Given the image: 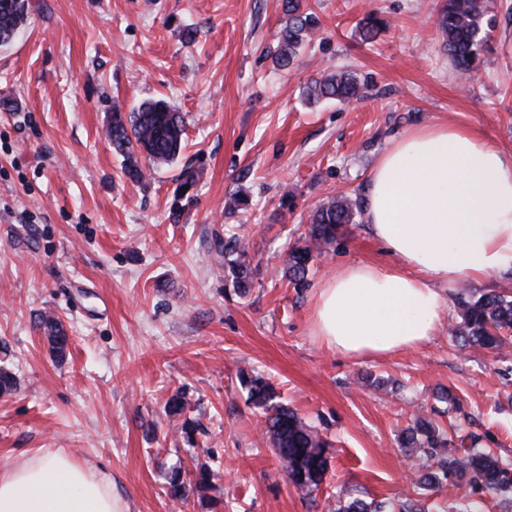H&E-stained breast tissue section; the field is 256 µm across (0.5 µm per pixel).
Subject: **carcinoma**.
Listing matches in <instances>:
<instances>
[{"mask_svg":"<svg viewBox=\"0 0 512 512\" xmlns=\"http://www.w3.org/2000/svg\"><path fill=\"white\" fill-rule=\"evenodd\" d=\"M282 11L286 21L276 34L273 59L277 66L286 67L314 35L318 18L302 7V0H282ZM486 13V0H442L438 28L449 60L462 74L468 75L479 66L486 38ZM27 14V0H0V47L14 40L26 23ZM386 27L384 19L369 13L359 23V34L362 40L370 41ZM358 94L357 80L345 72L321 74L306 86V98L310 101L349 102ZM183 135L182 114L163 99L143 102L128 112L116 106L107 127L113 149L126 161L125 174L136 183L145 177L142 162L153 167L170 164L178 158ZM361 213L363 199L358 196L338 195L321 204L311 219L303 243L290 248L283 278L295 289L305 287L314 256L336 241L343 225L356 223V215ZM220 252L226 257L237 255V259L227 262L233 287L241 294L248 293L253 280L250 268L242 261L246 255L245 243L230 239L224 242ZM454 304L461 317L455 329L456 337L466 346L498 349L504 341L503 333L512 331V290L509 288L464 289L454 295ZM39 325L47 331L53 353L63 357L68 347L63 326L45 317L40 318ZM239 379L247 389L249 403L261 411L272 451L290 483L301 492L312 493L319 489L328 470L327 440L294 410L278 401L277 389L268 379L244 372ZM449 444L451 440L444 438L438 426L422 413L411 418V424L401 431L399 447L419 461L422 471L416 488H437L452 478L468 481L483 493L512 495V463L490 451L476 449L478 440L474 436L470 437V447L464 449L461 457L453 454ZM216 475L207 461L196 466V473L190 480L176 469L169 477L167 495L185 505L191 492L210 489ZM381 509L379 503L354 499L338 507L337 512H381Z\"/></svg>","mask_w":512,"mask_h":512,"instance_id":"carcinoma-1","label":"carcinoma"}]
</instances>
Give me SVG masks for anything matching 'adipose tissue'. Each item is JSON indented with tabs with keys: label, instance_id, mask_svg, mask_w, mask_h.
I'll use <instances>...</instances> for the list:
<instances>
[{
	"label": "adipose tissue",
	"instance_id": "adipose-tissue-1",
	"mask_svg": "<svg viewBox=\"0 0 512 512\" xmlns=\"http://www.w3.org/2000/svg\"><path fill=\"white\" fill-rule=\"evenodd\" d=\"M370 235L398 259L352 264L319 291L315 336L349 357L428 342L447 288L512 271V154L455 123L395 139L369 175ZM0 512H126L110 475L60 451L0 468Z\"/></svg>",
	"mask_w": 512,
	"mask_h": 512
}]
</instances>
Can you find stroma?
<instances>
[{"label":"stroma","mask_w":512,"mask_h":512,"mask_svg":"<svg viewBox=\"0 0 512 512\" xmlns=\"http://www.w3.org/2000/svg\"><path fill=\"white\" fill-rule=\"evenodd\" d=\"M439 0H308L320 26L288 68L270 50L281 0H30L0 47V467L61 448L105 471L128 512H336L353 499L444 508L470 483L414 491L397 438L416 406L512 460V342L459 347L456 307L424 346L353 359L312 330L317 293L353 263H395L366 223L344 225L295 292L281 271L328 197L366 195L393 138L453 121L512 153V0H490L479 69L443 50ZM386 29L363 42L358 22ZM362 96L307 104L320 72ZM167 101L185 147L141 183L107 136L114 106ZM191 171L193 182L183 173ZM244 239L253 286L235 294L216 239ZM69 336L52 357L38 327ZM270 379L331 443L319 491L293 487L240 371ZM450 391L462 409L441 398ZM183 392V417L165 411ZM198 421L196 446L180 434ZM211 461L189 508L164 493L173 468ZM43 326L47 331V337L50 342V348L58 357H63L68 347V336H66L63 326L51 318H45L43 315L39 320V327Z\"/></svg>","instance_id":"obj_1"}]
</instances>
